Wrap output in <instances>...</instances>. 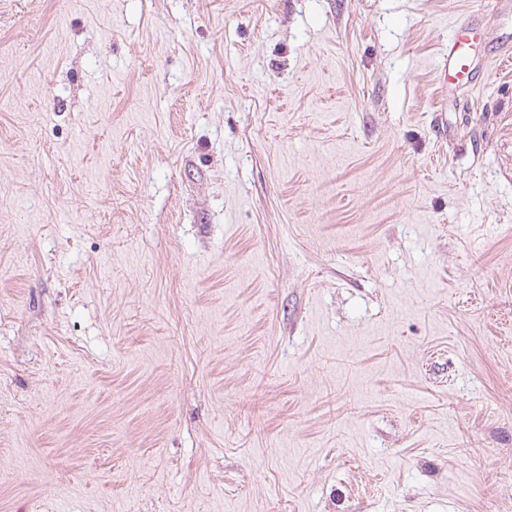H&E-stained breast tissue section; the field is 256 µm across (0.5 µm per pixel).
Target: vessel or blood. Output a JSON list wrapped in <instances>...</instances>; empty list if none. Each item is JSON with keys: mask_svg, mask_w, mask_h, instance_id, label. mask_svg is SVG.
<instances>
[{"mask_svg": "<svg viewBox=\"0 0 512 512\" xmlns=\"http://www.w3.org/2000/svg\"><path fill=\"white\" fill-rule=\"evenodd\" d=\"M486 39L482 28L465 23L456 24L448 39V53L438 63L443 86L456 90L470 84L472 59L485 53Z\"/></svg>", "mask_w": 512, "mask_h": 512, "instance_id": "vessel-or-blood-1", "label": "vessel or blood"}]
</instances>
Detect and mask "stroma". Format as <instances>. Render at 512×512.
<instances>
[{"mask_svg":"<svg viewBox=\"0 0 512 512\" xmlns=\"http://www.w3.org/2000/svg\"><path fill=\"white\" fill-rule=\"evenodd\" d=\"M491 0H0V512H512ZM483 29L471 24L458 23L448 38V54L437 64L443 73L442 86L449 91L467 86L473 78L472 57L486 52Z\"/></svg>","mask_w":512,"mask_h":512,"instance_id":"obj_1","label":"stroma"}]
</instances>
